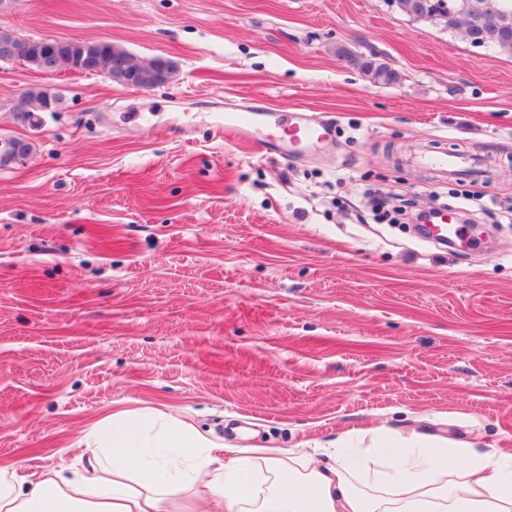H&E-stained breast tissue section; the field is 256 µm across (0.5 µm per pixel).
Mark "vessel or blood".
Wrapping results in <instances>:
<instances>
[{
  "label": "vessel or blood",
  "mask_w": 512,
  "mask_h": 512,
  "mask_svg": "<svg viewBox=\"0 0 512 512\" xmlns=\"http://www.w3.org/2000/svg\"><path fill=\"white\" fill-rule=\"evenodd\" d=\"M259 109L248 107L239 112L227 113L224 117V131L234 138L253 141L264 153L272 156L295 154L310 143L330 140L334 129L327 122H313L304 113L297 112L288 121L274 122L266 135H258ZM421 164L451 173L465 171L471 165V158L455 153H427L419 158ZM429 236L436 242L455 243L462 239L463 227L457 224L448 212H440L428 228Z\"/></svg>",
  "instance_id": "1"
}]
</instances>
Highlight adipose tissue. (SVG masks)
I'll return each instance as SVG.
<instances>
[{"mask_svg": "<svg viewBox=\"0 0 512 512\" xmlns=\"http://www.w3.org/2000/svg\"><path fill=\"white\" fill-rule=\"evenodd\" d=\"M77 469H0V512H512V458L423 436L371 448H250L154 409L96 420Z\"/></svg>", "mask_w": 512, "mask_h": 512, "instance_id": "adipose-tissue-1", "label": "adipose tissue"}]
</instances>
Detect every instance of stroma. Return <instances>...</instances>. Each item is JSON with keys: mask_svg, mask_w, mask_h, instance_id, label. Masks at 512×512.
I'll return each mask as SVG.
<instances>
[{"mask_svg": "<svg viewBox=\"0 0 512 512\" xmlns=\"http://www.w3.org/2000/svg\"><path fill=\"white\" fill-rule=\"evenodd\" d=\"M25 37L175 63L151 90L0 63V468L75 460L154 407L242 447L436 435L512 457V55L387 0H5ZM346 48L401 75L373 81ZM42 84L37 123L3 105ZM262 103L332 122L285 160L225 137ZM422 148L479 155L441 178ZM464 212L454 250L369 206Z\"/></svg>", "mask_w": 512, "mask_h": 512, "instance_id": "35a3bbf8", "label": "stroma"}]
</instances>
